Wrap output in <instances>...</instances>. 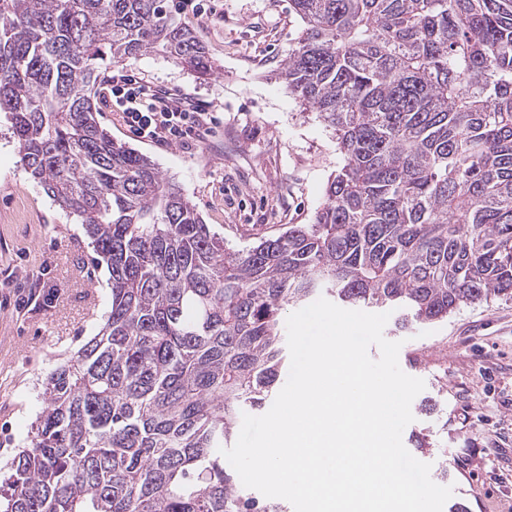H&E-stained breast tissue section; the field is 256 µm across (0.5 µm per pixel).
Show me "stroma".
I'll return each instance as SVG.
<instances>
[{"mask_svg": "<svg viewBox=\"0 0 512 512\" xmlns=\"http://www.w3.org/2000/svg\"><path fill=\"white\" fill-rule=\"evenodd\" d=\"M223 15L178 13L217 71L199 80L145 53L124 68L211 105L208 136L186 144L141 142L117 113L100 120L117 142L155 161L206 224L235 249L310 223L342 164L336 139L278 79L299 30L288 0H223ZM0 112V462L26 442L48 373L94 336L110 306L109 274L82 225L24 170ZM384 336L401 342L399 365L425 388L403 431L468 512H512V299L463 308L447 320Z\"/></svg>", "mask_w": 512, "mask_h": 512, "instance_id": "1", "label": "stroma"}]
</instances>
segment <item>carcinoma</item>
I'll return each mask as SVG.
<instances>
[{"instance_id": "obj_1", "label": "carcinoma", "mask_w": 512, "mask_h": 512, "mask_svg": "<svg viewBox=\"0 0 512 512\" xmlns=\"http://www.w3.org/2000/svg\"><path fill=\"white\" fill-rule=\"evenodd\" d=\"M279 73L343 165L309 224L224 246L98 118L142 52L215 67L166 0H0V112L24 169L108 268L105 323L46 378L0 512H286L220 448L288 369L282 314L316 294L414 329L512 299V0H289Z\"/></svg>"}]
</instances>
